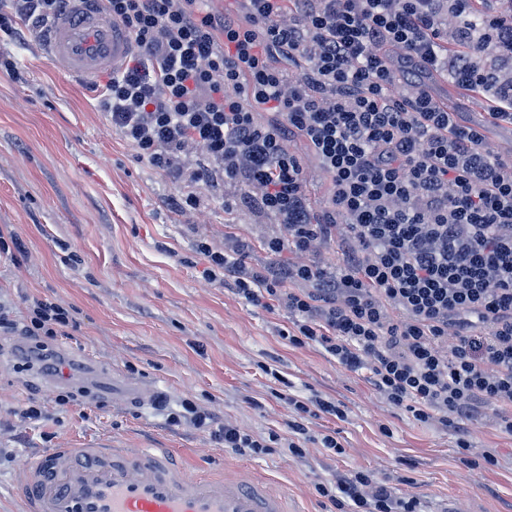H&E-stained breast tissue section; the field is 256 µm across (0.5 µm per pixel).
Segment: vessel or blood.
<instances>
[{"label": "vessel or blood", "instance_id": "obj_1", "mask_svg": "<svg viewBox=\"0 0 512 512\" xmlns=\"http://www.w3.org/2000/svg\"><path fill=\"white\" fill-rule=\"evenodd\" d=\"M45 35L51 57L81 81L121 71L133 50L97 0H71ZM94 388L135 403L158 396L137 382L98 381ZM16 490L24 512H288L282 491L189 475L169 448H55L24 467Z\"/></svg>", "mask_w": 512, "mask_h": 512}]
</instances>
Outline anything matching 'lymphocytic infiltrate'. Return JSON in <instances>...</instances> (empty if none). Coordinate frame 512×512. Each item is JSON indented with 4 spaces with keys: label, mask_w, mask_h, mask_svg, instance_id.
<instances>
[{
    "label": "lymphocytic infiltrate",
    "mask_w": 512,
    "mask_h": 512,
    "mask_svg": "<svg viewBox=\"0 0 512 512\" xmlns=\"http://www.w3.org/2000/svg\"><path fill=\"white\" fill-rule=\"evenodd\" d=\"M239 2L231 17L204 0H100L134 42L101 93L113 131L182 186L174 206L197 208L199 188L227 184L225 210L244 206L279 225L260 268L247 264L243 238L198 250L232 294L292 315L290 344L368 368L372 389L416 421L456 427L460 454L489 408L512 437V160L419 90L424 73L447 75L486 95L489 123L512 124V0H485L478 14L472 0ZM69 9L70 0H9L0 32L22 40ZM292 137L303 152L289 149ZM311 160L328 184L319 210L307 194ZM338 239L336 263L317 258ZM302 253L309 262H297ZM74 325L49 300L21 324L0 306V333L36 337L40 359L43 337ZM293 406L296 457L307 417L344 416L326 399ZM183 408L239 453L279 440ZM317 491L338 512H420L418 498L364 471Z\"/></svg>",
    "instance_id": "obj_1"
}]
</instances>
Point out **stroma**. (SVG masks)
I'll use <instances>...</instances> for the list:
<instances>
[{"label":"stroma","mask_w":512,"mask_h":512,"mask_svg":"<svg viewBox=\"0 0 512 512\" xmlns=\"http://www.w3.org/2000/svg\"><path fill=\"white\" fill-rule=\"evenodd\" d=\"M17 76L0 73V231L25 250L0 256V298L16 319L37 299L70 309L76 325L50 345L62 369L28 364L23 336L0 335V512H22L15 495L25 463L53 448H170L193 474L260 481L286 490L296 512H336L316 491L338 476L369 471L425 512L454 502L457 512H512V438L493 415L473 427L474 453L495 449L493 468L464 464L458 433L421 423L317 345L295 347L286 311L252 306L202 273L197 244L224 245L225 233L252 242L247 262L265 266V239L278 225L247 209L228 212L222 188L181 211L170 178L138 160L113 133L87 84L69 77L39 35L0 37ZM158 388L134 404L87 386L94 377ZM340 403L344 419L311 418L313 435L297 460L286 449L242 455L188 424L172 423L191 399L218 420L260 437L287 436L293 400ZM36 404L38 420L22 411ZM334 431L344 452L315 437Z\"/></svg>","instance_id":"stroma-1"}]
</instances>
